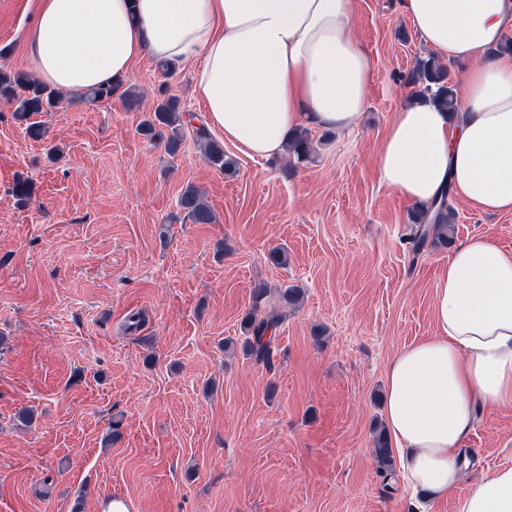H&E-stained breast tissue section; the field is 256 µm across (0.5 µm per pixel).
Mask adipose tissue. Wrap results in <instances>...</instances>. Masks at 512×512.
<instances>
[{
  "mask_svg": "<svg viewBox=\"0 0 512 512\" xmlns=\"http://www.w3.org/2000/svg\"><path fill=\"white\" fill-rule=\"evenodd\" d=\"M415 32L464 63L457 112L415 100L395 112L380 180L424 206L444 188L478 211L512 213V0H402ZM355 0H37L24 32L36 77L90 92L132 71L197 61L212 127L248 154L280 156L313 127L355 128L371 63L353 36ZM434 336L401 348L386 373L385 421L401 476L441 499L463 477V442L482 407L512 405V252L461 241L434 288ZM457 512H512V467L495 470Z\"/></svg>",
  "mask_w": 512,
  "mask_h": 512,
  "instance_id": "adipose-tissue-1",
  "label": "adipose tissue"
}]
</instances>
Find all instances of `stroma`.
<instances>
[{
	"mask_svg": "<svg viewBox=\"0 0 512 512\" xmlns=\"http://www.w3.org/2000/svg\"><path fill=\"white\" fill-rule=\"evenodd\" d=\"M371 61L365 114L350 132L312 130L317 156H249L225 176L190 126L169 155L139 125L160 95L205 117L191 68L150 58L119 97L63 94L29 136L0 102V512H421L400 477L383 480L385 371L434 335L433 291L450 248L407 241L415 205L382 185V135L413 89L402 76L428 47L401 0H356ZM35 0H0V69L31 72L23 32ZM29 180L20 202L12 188ZM198 188L214 215L178 203ZM454 241L512 251V213L453 201ZM286 247L288 263L270 262ZM282 314L270 362L243 341L252 291ZM298 287V305L280 292ZM140 326H132L131 316ZM470 464L431 512L512 466V407L479 411ZM179 205L195 224H210L214 221L211 209L202 202L199 193L193 187H188L183 191ZM380 474L384 479L393 474V457L390 442L385 431L381 432L376 440L375 448Z\"/></svg>",
	"mask_w": 512,
	"mask_h": 512,
	"instance_id": "obj_1",
	"label": "stroma"
}]
</instances>
